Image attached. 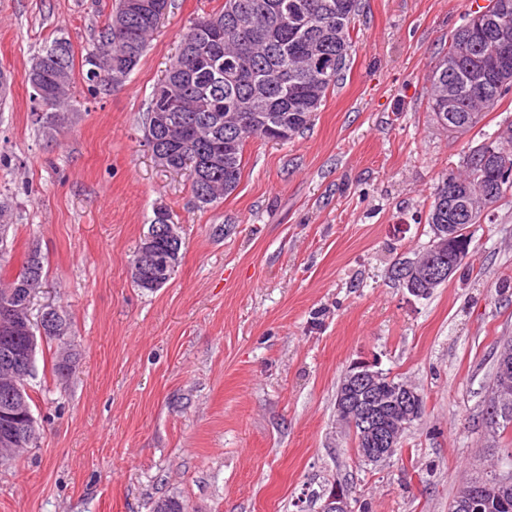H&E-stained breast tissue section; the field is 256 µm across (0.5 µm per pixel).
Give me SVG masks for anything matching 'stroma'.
I'll use <instances>...</instances> for the list:
<instances>
[{"label":"stroma","mask_w":512,"mask_h":512,"mask_svg":"<svg viewBox=\"0 0 512 512\" xmlns=\"http://www.w3.org/2000/svg\"><path fill=\"white\" fill-rule=\"evenodd\" d=\"M113 0H0V198L13 209L0 277L31 243L44 258L33 318L56 309L67 343L40 341L29 380L35 445L0 465V512H319L347 487L363 512H448L506 443L485 424L493 355L512 339V196L472 229L466 263L426 297L389 268L430 241L439 180L512 122V95L467 133L429 107L431 72L468 0H361L342 84L303 134L254 139L231 195L197 207L185 173L144 139L152 89L183 31L224 0H172L125 85L76 81L64 123H38L25 75L59 35L92 44ZM181 259L159 290L130 260L158 208ZM73 355L68 380L52 373ZM357 360L414 383L425 413L402 449L357 459L336 391Z\"/></svg>","instance_id":"obj_1"}]
</instances>
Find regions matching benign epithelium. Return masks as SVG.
I'll list each match as a JSON object with an SVG mask.
<instances>
[{
	"label": "benign epithelium",
	"instance_id": "7a95c632",
	"mask_svg": "<svg viewBox=\"0 0 512 512\" xmlns=\"http://www.w3.org/2000/svg\"><path fill=\"white\" fill-rule=\"evenodd\" d=\"M507 5L500 0H491L488 8L475 14L467 21V26H481L487 21L503 15ZM480 65L495 75L502 85L512 84V43L501 42L494 51L485 56ZM484 160L490 162L495 172L502 176L512 174V154L487 143ZM454 194L468 211L480 209L485 215L489 207L481 202L488 194L483 179L459 183ZM470 224H433L432 237L428 248L407 261L403 286L414 296L429 295L443 281L457 271L456 258L468 247ZM163 235L175 246V250L162 257L158 253L153 235L143 237L136 249V264L148 279L170 276L178 261L181 236L178 225L165 224ZM38 282L31 281L20 292L21 301L8 305L3 310L7 322L0 323V356L17 358L23 365H30L37 344V337L27 336L19 342L15 332L24 329L30 317V304ZM382 370L371 361H357L347 370L342 380L343 390L336 403V421L345 432L355 433L364 445L362 458L375 464L391 459L401 446V426L415 419L419 414V394L409 385L398 390L395 397H383ZM14 403L0 411V454L13 456L32 446L30 427L34 423L31 411L25 407L22 389ZM487 400L498 406L512 401V346L503 345L498 350V377L492 384ZM481 488H492L496 493L512 490V469L498 467L487 483ZM321 512H354L347 491L337 486L325 499Z\"/></svg>",
	"mask_w": 512,
	"mask_h": 512
}]
</instances>
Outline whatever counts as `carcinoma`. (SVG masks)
<instances>
[{
	"label": "carcinoma",
	"mask_w": 512,
	"mask_h": 512,
	"mask_svg": "<svg viewBox=\"0 0 512 512\" xmlns=\"http://www.w3.org/2000/svg\"><path fill=\"white\" fill-rule=\"evenodd\" d=\"M126 0H116L97 38L82 59L81 78L88 90L108 94L115 90L110 75L116 70L131 74L149 48V38L161 18L140 15L127 18ZM359 0H224L223 7L210 14L219 28H202L193 21L183 33L179 51L165 74L153 87L147 108L145 139L155 132L167 137L164 152L167 167L176 172L189 170L184 160H206L212 151L224 148L227 137L239 140L236 154L224 158L218 173L210 179L206 195L191 183L193 197L200 208L231 194L238 186L243 169L246 143L251 139L276 140L275 130L282 127L294 139L311 123L331 89L344 80L353 44L352 21L359 12ZM496 40L486 28L468 30L460 26L450 38L448 50L435 66L436 78L456 90V104L441 109L430 89V107L436 118L446 116L448 126L472 129L480 112L493 109L512 93V86L499 84L486 73L478 75L476 62L483 58ZM318 41L324 53L339 60L337 68L324 72L310 64L307 47ZM38 68H29L26 82L42 109L38 119L49 126L65 120L71 107V80L74 52L70 40L54 38L34 57ZM266 89L260 121L229 130L226 117L240 111V105L254 88ZM184 99L183 121L163 126L159 119L166 113V96ZM456 173L441 179L433 194L427 224L468 223L460 221L463 206L448 191ZM44 277V263L38 245L29 247L21 271L12 281L0 285V307L10 303L14 289L30 273ZM130 274L137 287L155 291L167 280L149 281L141 276L135 263ZM464 512H512V494L497 498L479 492Z\"/></svg>",
	"instance_id": "obj_1"
}]
</instances>
